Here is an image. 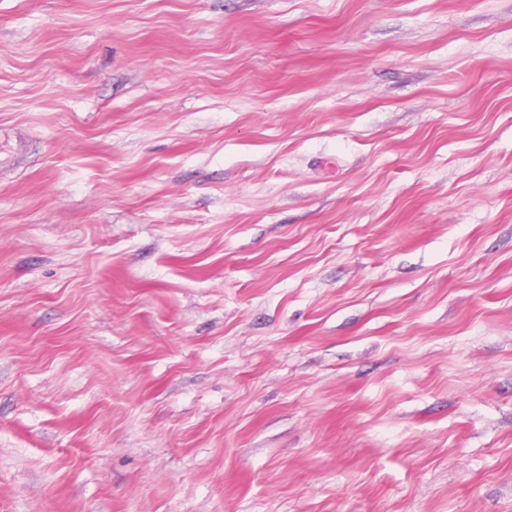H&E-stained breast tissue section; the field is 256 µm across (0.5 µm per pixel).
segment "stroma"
Segmentation results:
<instances>
[{"label":"stroma","mask_w":512,"mask_h":512,"mask_svg":"<svg viewBox=\"0 0 512 512\" xmlns=\"http://www.w3.org/2000/svg\"><path fill=\"white\" fill-rule=\"evenodd\" d=\"M0 512H512V0H0Z\"/></svg>","instance_id":"obj_1"}]
</instances>
